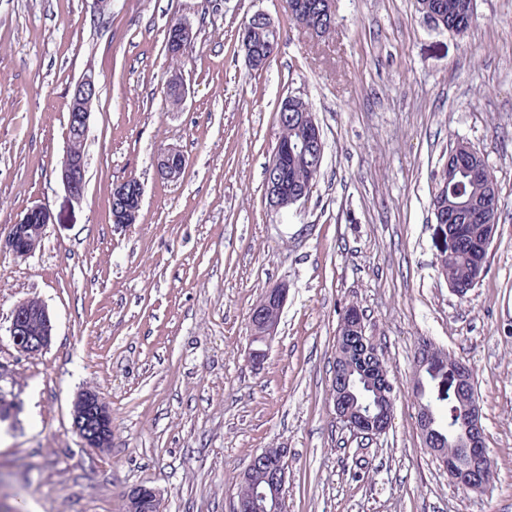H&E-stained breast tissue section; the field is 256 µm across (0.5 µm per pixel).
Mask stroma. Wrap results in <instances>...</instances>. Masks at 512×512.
Masks as SVG:
<instances>
[{
  "label": "stroma",
  "instance_id": "1",
  "mask_svg": "<svg viewBox=\"0 0 512 512\" xmlns=\"http://www.w3.org/2000/svg\"><path fill=\"white\" fill-rule=\"evenodd\" d=\"M279 25L250 69L243 21ZM192 47L167 55L170 19ZM100 76L85 152L87 188L56 178L69 88ZM180 72L181 105L165 98ZM308 102L325 154L308 200L280 211L265 169L287 96ZM483 153L500 197L487 273L467 300L436 266L430 201L451 145ZM181 149L178 180L158 150ZM144 189L135 223L112 221L115 184ZM52 222L27 257L0 251V390L21 407L0 422V512H125L131 487L162 512H230L235 478L266 448L289 449L288 512H512V0H477L465 34L432 25L417 0H336L312 39L288 0H0V238L33 206ZM287 302L262 364L248 315ZM36 298L54 332L26 355L8 332ZM356 304L395 388L394 420L353 437L330 399L337 326ZM473 368L493 461L483 494L455 486L424 448L412 392L421 339ZM97 390L112 446L72 430L77 393ZM126 499L128 512H140L147 504L159 500L160 494L154 488L138 485L129 489Z\"/></svg>",
  "mask_w": 512,
  "mask_h": 512
}]
</instances>
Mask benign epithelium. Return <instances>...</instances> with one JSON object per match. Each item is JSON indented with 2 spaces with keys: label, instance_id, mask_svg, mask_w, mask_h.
I'll list each match as a JSON object with an SVG mask.
<instances>
[{
  "label": "benign epithelium",
  "instance_id": "1",
  "mask_svg": "<svg viewBox=\"0 0 512 512\" xmlns=\"http://www.w3.org/2000/svg\"><path fill=\"white\" fill-rule=\"evenodd\" d=\"M313 6L318 7L330 18H335L336 0H291L290 14L293 21L302 24L304 14ZM170 43L181 53L189 48L192 42V31L189 25L178 21L169 28ZM99 76L91 69L86 70L71 87L70 93V122L72 132L67 139V147L56 177L62 183L69 196L80 200L84 196L86 186L87 156L84 144L90 131L92 109L99 95ZM188 95V87L181 75H174L166 86V96L183 103ZM306 127L305 148L321 144V131L315 118L302 116ZM281 145H276L272 160L264 181V192L268 206L275 211L288 208L308 198L307 187H290L282 175L280 167ZM185 163L182 151L174 146L162 150L156 159L159 175L167 180L179 178ZM464 173L472 180L483 181L488 186V194L484 206L498 198L496 179L487 166L456 169L454 173ZM143 200V186L135 179H128L115 185L112 191L114 202L112 220L116 224L135 223ZM52 223V214L45 206L30 208L23 218L10 225L5 239L0 240V250L6 249L17 256H27L36 251L41 245L43 234ZM436 238L439 246L437 264L443 279H448V268L445 260L448 252L453 249V240L448 234L446 218L442 217L436 223ZM288 290L283 287L271 288L266 291L262 300L255 305L249 314L248 323L251 337H262V343L251 349L252 362L259 364L266 356V346L273 340L280 319L276 314L282 312ZM42 322L41 332L32 335L29 322L32 318ZM53 324L47 307L37 299H29L15 305L11 313L9 335L14 347L22 353L38 354L46 349L51 341ZM454 378V391L461 394L468 384L474 381L471 367L460 361L450 367ZM387 405L379 413H357L350 418L342 417L345 427L354 435L365 438H376L385 434L393 419V398L386 394ZM73 430L83 443V446L96 454H104L112 442V413L103 397L96 391L86 389L77 393L72 407ZM417 425L424 445L433 444L437 436L434 421L428 411L417 414ZM466 444L464 448L470 465L461 466L459 455L444 448H434L432 453L439 465L446 471L454 482L468 488L472 492L481 493L490 486L492 464L486 448L485 433L480 418V408L477 401H472L468 409L466 427ZM288 449H279L273 457L263 450L255 454L245 470L239 474L242 481L249 480L248 474L254 470L265 473V484H256L248 496L233 498L231 512H286V500L283 490L286 485ZM127 512H142L149 503L160 499L156 489L143 485L134 486L126 495Z\"/></svg>",
  "mask_w": 512,
  "mask_h": 512
}]
</instances>
